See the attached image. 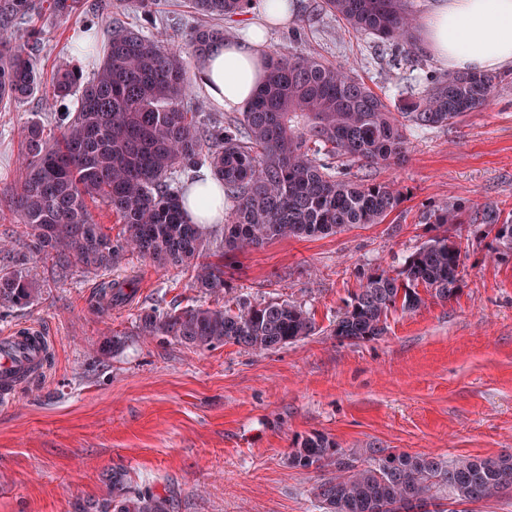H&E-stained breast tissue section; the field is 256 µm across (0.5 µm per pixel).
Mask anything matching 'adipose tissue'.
Listing matches in <instances>:
<instances>
[{
	"mask_svg": "<svg viewBox=\"0 0 512 512\" xmlns=\"http://www.w3.org/2000/svg\"><path fill=\"white\" fill-rule=\"evenodd\" d=\"M294 0H263V10L244 37L229 39L196 62V79L220 108L242 111L266 76L268 33L286 25ZM422 47L451 71L488 73L512 68V0H436L423 19ZM191 224L224 221V191L214 177L199 171L183 205Z\"/></svg>",
	"mask_w": 512,
	"mask_h": 512,
	"instance_id": "ef3b65f1",
	"label": "adipose tissue"
}]
</instances>
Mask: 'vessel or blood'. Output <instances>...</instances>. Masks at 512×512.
Instances as JSON below:
<instances>
[{
    "instance_id": "obj_1",
    "label": "vessel or blood",
    "mask_w": 512,
    "mask_h": 512,
    "mask_svg": "<svg viewBox=\"0 0 512 512\" xmlns=\"http://www.w3.org/2000/svg\"><path fill=\"white\" fill-rule=\"evenodd\" d=\"M49 343L38 327L25 334L13 330L0 335V404H12L23 385L42 375Z\"/></svg>"
}]
</instances>
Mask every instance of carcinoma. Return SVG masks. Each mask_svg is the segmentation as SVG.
<instances>
[{
	"mask_svg": "<svg viewBox=\"0 0 512 512\" xmlns=\"http://www.w3.org/2000/svg\"><path fill=\"white\" fill-rule=\"evenodd\" d=\"M251 0H191L207 17L239 15ZM76 0H0V112L40 86L39 37L14 34L21 21L48 9L67 13ZM322 8L355 34L379 42L408 40L416 25L410 0H322ZM229 38L222 27L194 30L186 47L169 46L139 30L114 22L94 77L66 66L58 69L45 94L65 100L79 92L72 112L56 120L50 138L33 121L22 136V173L16 189L19 223L26 228L31 255L51 260L66 274L72 265L88 272L112 268L125 250L155 266H192L193 287L211 294L227 288L224 259L207 260L206 228L189 224L182 213L186 185L178 175L210 168L224 187L221 254L245 252L284 237L307 238L359 224H381L402 203L390 183L372 182L336 170L329 159L361 167L400 165L407 157V125L362 80L339 66L293 52L269 56L267 75L241 117L205 126L188 108V57L198 59ZM499 79L477 73L448 74L408 102L404 117L418 127L446 126L491 99ZM112 209L126 234L112 240L96 223L88 202ZM441 227L480 224L492 236L491 254L512 255V214L485 205L476 214L442 206L429 212ZM0 267V304L24 307L37 288L24 271L26 258L12 256ZM461 242L435 236L392 275L377 268L366 276L333 329L340 341L371 340L384 333L388 313L414 312L421 292L448 301L462 280ZM130 280L104 282L99 300L125 299ZM137 328L144 336H171L185 344L226 343L269 350L311 335L314 321L289 300L236 307H192L163 315L143 311ZM296 468L327 470L314 488L321 512H399L405 504L447 505L444 512L512 492V455L464 456L453 462L428 454L385 448L344 451L325 435L303 439L290 455ZM113 512H172L174 503L147 489L124 491L112 477Z\"/></svg>",
	"mask_w": 512,
	"mask_h": 512,
	"instance_id": "obj_1",
	"label": "carcinoma"
}]
</instances>
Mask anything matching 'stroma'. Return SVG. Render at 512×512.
I'll list each match as a JSON object with an SVG mask.
<instances>
[{
  "label": "stroma",
  "mask_w": 512,
  "mask_h": 512,
  "mask_svg": "<svg viewBox=\"0 0 512 512\" xmlns=\"http://www.w3.org/2000/svg\"><path fill=\"white\" fill-rule=\"evenodd\" d=\"M296 3L288 26L270 31V51L343 66L393 111L446 73L418 45L391 49L349 33L320 0ZM115 21L173 45L211 23L189 0H157L149 19L137 0H80L74 13L33 18L42 87L0 112V244L22 251L27 243L12 202L22 129L33 120L54 127L45 87L65 66L92 79L101 55L82 56L74 47L90 37L105 44ZM28 25L19 24V32ZM406 134L404 164L363 169L403 194L384 223L280 238L225 256V297L193 288L192 267L160 270L131 252L111 271L75 266L64 278L49 262L28 260L39 294L28 307L0 308V332L40 326L52 361L12 405L0 406V512H111L116 473L130 490L173 496L177 512H319L312 491L321 471L288 464L312 434L346 450L372 445L449 461L512 454V258L490 257L483 231L448 230L467 241L456 298L429 297L414 313H390L373 340L342 342L331 333L368 273L401 270L438 234L426 221L430 210H512V75L486 107L447 126H408ZM129 277L136 282L131 297L95 308L102 282ZM239 299L297 302L316 329L282 347L251 351L231 343L185 345L139 335L136 327L144 311Z\"/></svg>",
  "instance_id": "35a3bbf8"
}]
</instances>
